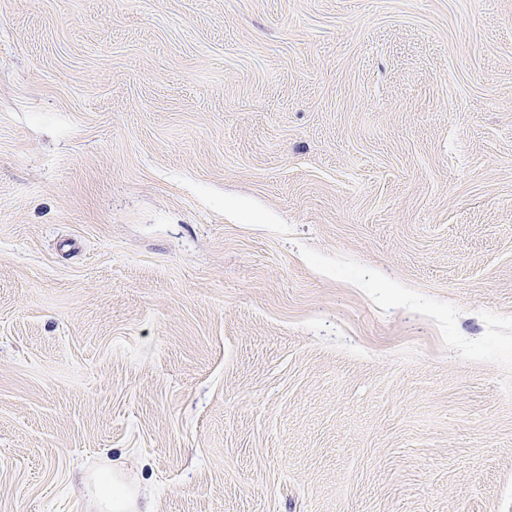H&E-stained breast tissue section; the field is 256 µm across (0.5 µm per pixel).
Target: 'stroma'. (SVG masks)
<instances>
[{
    "mask_svg": "<svg viewBox=\"0 0 512 512\" xmlns=\"http://www.w3.org/2000/svg\"><path fill=\"white\" fill-rule=\"evenodd\" d=\"M512 512V0H0V512ZM122 464L103 470L94 483L93 496L102 512H156L151 502L122 480ZM141 498V499H140Z\"/></svg>",
    "mask_w": 512,
    "mask_h": 512,
    "instance_id": "stroma-1",
    "label": "stroma"
}]
</instances>
